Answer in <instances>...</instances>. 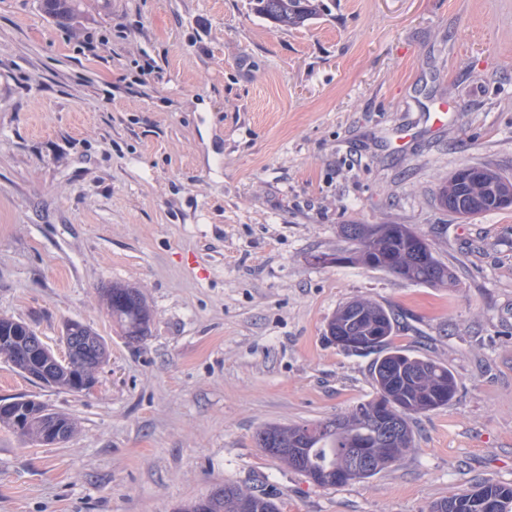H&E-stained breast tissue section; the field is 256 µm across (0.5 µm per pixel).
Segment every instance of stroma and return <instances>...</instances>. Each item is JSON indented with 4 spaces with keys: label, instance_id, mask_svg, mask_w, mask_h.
<instances>
[{
    "label": "stroma",
    "instance_id": "35a3bbf8",
    "mask_svg": "<svg viewBox=\"0 0 512 512\" xmlns=\"http://www.w3.org/2000/svg\"><path fill=\"white\" fill-rule=\"evenodd\" d=\"M322 2L280 27L251 0H83L69 25L0 0V318L58 354L70 319L110 348L83 393L0 356V400L75 422L58 447L0 426V512H178L225 484L281 512H427L512 487V207L437 200L460 167L512 175V0ZM345 224L409 225L453 286L322 264ZM115 283L145 298L142 340L102 301ZM356 298L458 390L396 465L322 487L255 434L374 397V355L327 335ZM480 492L495 493L503 498V512H511L512 487L492 481H486L478 487L456 493L448 498L435 501L430 506V512H476L472 506V498ZM510 509V510H509Z\"/></svg>",
    "mask_w": 512,
    "mask_h": 512
}]
</instances>
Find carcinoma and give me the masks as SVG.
Here are the masks:
<instances>
[{
	"mask_svg": "<svg viewBox=\"0 0 512 512\" xmlns=\"http://www.w3.org/2000/svg\"><path fill=\"white\" fill-rule=\"evenodd\" d=\"M258 14L279 26L300 25L318 13L319 7L312 0H253ZM81 0H40L41 10L58 20H69L80 12ZM512 194V178L502 175L488 165L476 177H467L461 171L453 172L441 187L439 198L448 211L461 216H476L489 211L501 210V196ZM411 227L406 224H345L341 234L345 241L356 243L350 249L349 262L371 266L370 258L390 257L402 272V279L431 287L444 286L453 279L448 266L433 259L431 266H421L411 250ZM111 317L124 328L130 338L147 335L150 315L141 292L127 285H112L104 294ZM364 312L365 324L380 331L379 340L365 351L382 353L375 363L372 377L375 386L373 399L357 405L348 416L329 421L302 425H267L256 433L259 447H266V440L273 438V447L292 448L295 454H280L289 467L306 476L321 478L320 484L336 486L332 479L336 467L346 462L347 449L356 441L370 444L372 453L369 466L357 472L353 479H363L393 465L385 456L383 434L378 432L372 410L378 401L385 404L386 417L397 425L396 455L402 458L406 449L412 447L414 431L411 421L414 416L448 405L457 392L456 379L448 366L430 359H423L388 347L398 319L397 314L371 300H356ZM29 325L25 322L0 318V355L13 368L28 377L41 379V366L21 355V343ZM70 335L77 337L75 354L89 360L88 371L95 369L94 362L105 361L108 347L102 337L88 326L73 324ZM74 372L61 366L52 372L47 386L70 388ZM17 403L25 409L28 419L26 436L40 438L43 422L47 417L55 418L68 432H73L71 420L65 415L52 412L33 400L19 399ZM480 492L495 493L503 498V512L512 508V487L486 481L478 487L453 494L435 501L430 512H476L472 498ZM243 498L252 502L251 512H280L275 499L264 494H247L234 485H224L212 490L207 496L192 501L178 512H237V503Z\"/></svg>",
	"mask_w": 512,
	"mask_h": 512,
	"instance_id": "obj_1",
	"label": "carcinoma"
}]
</instances>
